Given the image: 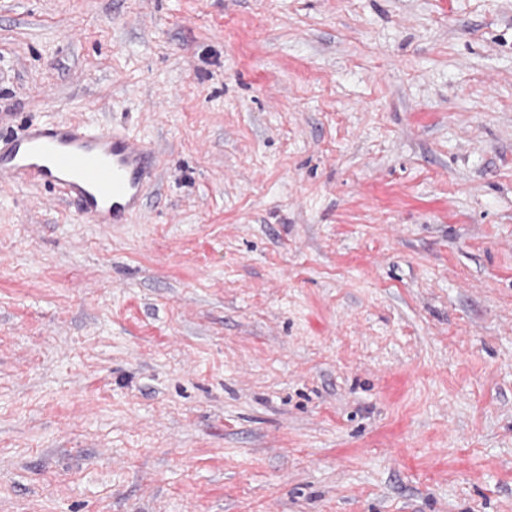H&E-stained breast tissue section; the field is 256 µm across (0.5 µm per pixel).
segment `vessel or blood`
I'll return each mask as SVG.
<instances>
[{
	"mask_svg": "<svg viewBox=\"0 0 512 512\" xmlns=\"http://www.w3.org/2000/svg\"><path fill=\"white\" fill-rule=\"evenodd\" d=\"M157 164L144 139L113 127L53 118L0 138V180L55 190L92 224H123L141 212Z\"/></svg>",
	"mask_w": 512,
	"mask_h": 512,
	"instance_id": "1",
	"label": "vessel or blood"
}]
</instances>
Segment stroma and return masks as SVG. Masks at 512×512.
Returning a JSON list of instances; mask_svg holds the SVG:
<instances>
[{"instance_id": "1", "label": "stroma", "mask_w": 512, "mask_h": 512, "mask_svg": "<svg viewBox=\"0 0 512 512\" xmlns=\"http://www.w3.org/2000/svg\"><path fill=\"white\" fill-rule=\"evenodd\" d=\"M0 512H512V0H0ZM158 159L129 131L52 118L0 138V180L40 184L91 224H124L144 208Z\"/></svg>"}]
</instances>
